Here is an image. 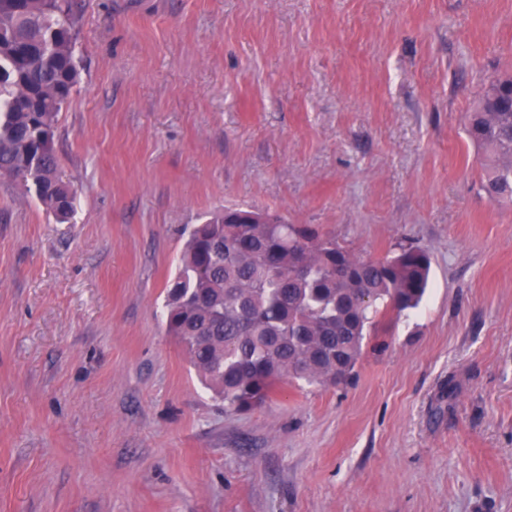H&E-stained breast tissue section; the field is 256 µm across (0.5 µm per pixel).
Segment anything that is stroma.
Returning <instances> with one entry per match:
<instances>
[{"label": "stroma", "mask_w": 512, "mask_h": 512, "mask_svg": "<svg viewBox=\"0 0 512 512\" xmlns=\"http://www.w3.org/2000/svg\"><path fill=\"white\" fill-rule=\"evenodd\" d=\"M67 223L0 178V512H512V204L465 133L512 0H75ZM431 257L351 379L225 410L166 284L224 209Z\"/></svg>", "instance_id": "stroma-1"}]
</instances>
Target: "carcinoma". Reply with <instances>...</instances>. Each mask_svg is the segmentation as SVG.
Instances as JSON below:
<instances>
[{"label":"carcinoma","mask_w":512,"mask_h":512,"mask_svg":"<svg viewBox=\"0 0 512 512\" xmlns=\"http://www.w3.org/2000/svg\"><path fill=\"white\" fill-rule=\"evenodd\" d=\"M72 0H0V178L64 220L74 192L58 173L57 116L77 84ZM467 135L490 158L481 188L512 200V75L491 79ZM429 253L362 257L270 212L226 210L196 225L167 288L166 324L224 407L245 411L288 378L345 380L375 316L418 308Z\"/></svg>","instance_id":"cac0c4a2"}]
</instances>
